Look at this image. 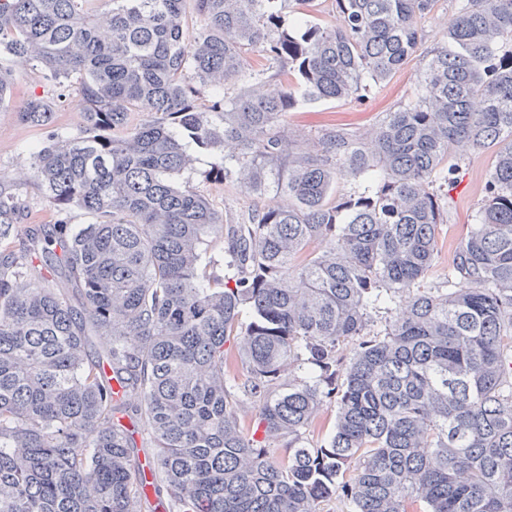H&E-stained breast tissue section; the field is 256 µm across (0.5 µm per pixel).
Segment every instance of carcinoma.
<instances>
[{"instance_id":"obj_1","label":"carcinoma","mask_w":512,"mask_h":512,"mask_svg":"<svg viewBox=\"0 0 512 512\" xmlns=\"http://www.w3.org/2000/svg\"><path fill=\"white\" fill-rule=\"evenodd\" d=\"M311 2L0 0V57L84 112L29 158L54 224L0 189V512H512V0H455L414 95L298 149V98L387 86L439 0H335L336 28ZM191 145L283 202L177 187ZM459 147L492 165L433 285Z\"/></svg>"}]
</instances>
